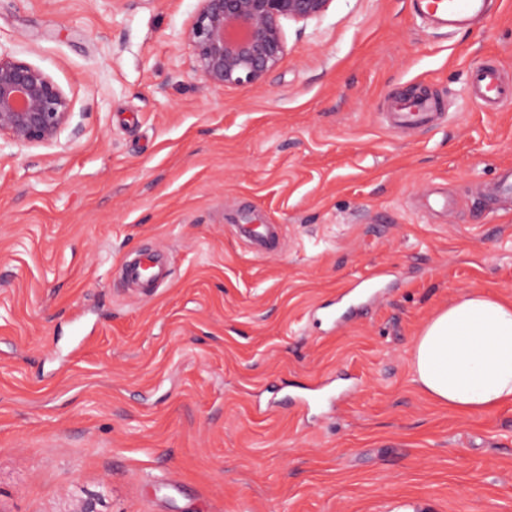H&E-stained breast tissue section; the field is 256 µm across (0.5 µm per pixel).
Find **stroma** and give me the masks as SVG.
<instances>
[{
    "label": "stroma",
    "instance_id": "35a3bbf8",
    "mask_svg": "<svg viewBox=\"0 0 512 512\" xmlns=\"http://www.w3.org/2000/svg\"><path fill=\"white\" fill-rule=\"evenodd\" d=\"M197 5L0 0V51L74 103L57 144L0 140V512H512V405L463 416L410 374L449 300L512 298V203L486 192L512 101L466 85L512 77V0L472 29L332 0L224 88L181 38ZM421 88L447 119L390 128ZM144 248L170 269L147 297L118 276ZM371 275L367 306L347 289ZM469 84L473 96L486 107L512 101V81L505 79L494 64H482L471 69ZM241 235L252 243L254 250L259 254H267L277 250L280 246L279 238L274 228L267 224H240Z\"/></svg>",
    "mask_w": 512,
    "mask_h": 512
}]
</instances>
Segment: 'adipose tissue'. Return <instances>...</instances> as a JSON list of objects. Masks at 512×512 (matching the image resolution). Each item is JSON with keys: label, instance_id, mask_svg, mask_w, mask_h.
Here are the masks:
<instances>
[{"label": "adipose tissue", "instance_id": "obj_1", "mask_svg": "<svg viewBox=\"0 0 512 512\" xmlns=\"http://www.w3.org/2000/svg\"><path fill=\"white\" fill-rule=\"evenodd\" d=\"M411 369L414 383L449 411L512 404V300L480 290L456 296L417 336Z\"/></svg>", "mask_w": 512, "mask_h": 512}]
</instances>
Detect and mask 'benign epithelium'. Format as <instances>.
<instances>
[{
    "mask_svg": "<svg viewBox=\"0 0 512 512\" xmlns=\"http://www.w3.org/2000/svg\"><path fill=\"white\" fill-rule=\"evenodd\" d=\"M332 0H198L183 31L205 86L261 82L284 57L282 21L306 23ZM72 99L40 67L0 53V137L21 147L56 143Z\"/></svg>",
    "mask_w": 512,
    "mask_h": 512,
    "instance_id": "7a95c632",
    "label": "benign epithelium"
}]
</instances>
